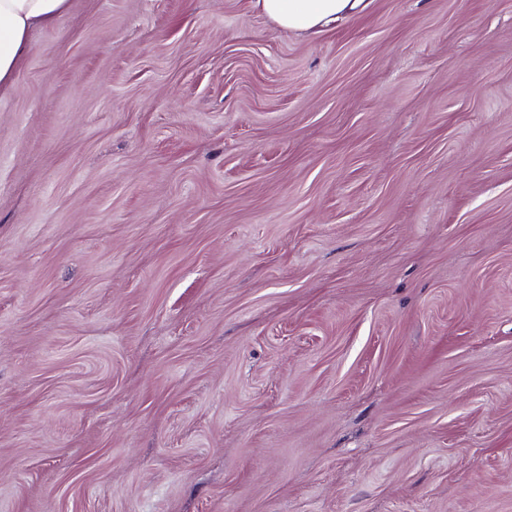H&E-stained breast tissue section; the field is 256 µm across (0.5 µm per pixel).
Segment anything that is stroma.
Here are the masks:
<instances>
[{
    "mask_svg": "<svg viewBox=\"0 0 512 512\" xmlns=\"http://www.w3.org/2000/svg\"><path fill=\"white\" fill-rule=\"evenodd\" d=\"M0 512H512V0H69L0 95ZM362 0H255L273 24L288 31L305 32L348 13Z\"/></svg>",
    "mask_w": 512,
    "mask_h": 512,
    "instance_id": "1",
    "label": "stroma"
}]
</instances>
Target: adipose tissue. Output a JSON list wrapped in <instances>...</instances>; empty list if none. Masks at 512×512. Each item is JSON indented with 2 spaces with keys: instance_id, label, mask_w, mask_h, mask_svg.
Segmentation results:
<instances>
[{
  "instance_id": "adipose-tissue-1",
  "label": "adipose tissue",
  "mask_w": 512,
  "mask_h": 512,
  "mask_svg": "<svg viewBox=\"0 0 512 512\" xmlns=\"http://www.w3.org/2000/svg\"><path fill=\"white\" fill-rule=\"evenodd\" d=\"M358 0H255V5L279 28L305 32L348 13ZM69 0H0V93L12 90L14 76L30 50V34L51 26L68 8Z\"/></svg>"
}]
</instances>
